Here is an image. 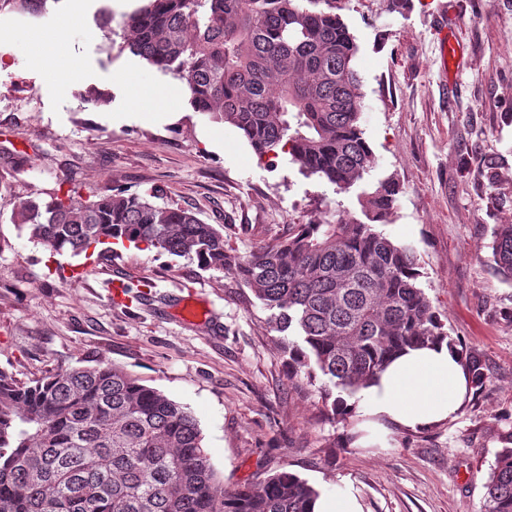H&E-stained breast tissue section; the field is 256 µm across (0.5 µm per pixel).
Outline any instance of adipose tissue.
<instances>
[{
	"instance_id": "obj_1",
	"label": "adipose tissue",
	"mask_w": 512,
	"mask_h": 512,
	"mask_svg": "<svg viewBox=\"0 0 512 512\" xmlns=\"http://www.w3.org/2000/svg\"><path fill=\"white\" fill-rule=\"evenodd\" d=\"M463 361L448 341L410 349L346 402L360 445L384 442L389 428L421 430L455 417L468 393Z\"/></svg>"
}]
</instances>
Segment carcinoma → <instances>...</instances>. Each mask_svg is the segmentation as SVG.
I'll return each mask as SVG.
<instances>
[{"label": "carcinoma", "instance_id": "cac0c4a2", "mask_svg": "<svg viewBox=\"0 0 512 512\" xmlns=\"http://www.w3.org/2000/svg\"><path fill=\"white\" fill-rule=\"evenodd\" d=\"M48 0H0L36 16ZM118 23L127 50L188 89L193 110L237 128L259 157L290 155L306 175L348 194L365 220L331 212L241 254L189 209L117 189L20 204L30 239L80 254L108 239L235 271L283 334L291 379L324 378L330 419L398 352L446 337L421 287L415 250L388 238L401 185L376 167L360 127L358 45L337 0H141ZM492 269L512 283V224L492 231ZM471 387L489 377L465 358ZM338 395H333V390ZM199 423L124 367L99 361L19 383L0 370V512H312L318 490L282 470L228 489ZM485 485L486 512H512V431Z\"/></svg>", "mask_w": 512, "mask_h": 512}]
</instances>
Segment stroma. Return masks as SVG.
Listing matches in <instances>:
<instances>
[{"label": "stroma", "instance_id": "obj_1", "mask_svg": "<svg viewBox=\"0 0 512 512\" xmlns=\"http://www.w3.org/2000/svg\"><path fill=\"white\" fill-rule=\"evenodd\" d=\"M341 4L371 177L402 185L382 230L416 251L434 311L482 360L486 388L446 423L345 445L344 423L322 413L323 381L289 379L268 310L233 273L120 244L55 253L13 224L27 199L159 189L246 253L328 210L361 216L355 194H334L288 155L258 157L236 128L194 112L171 76L113 48L101 21L113 0H87L77 22L69 0H48L39 18L0 11V369L30 383L86 360L124 366L192 411L231 488L287 469L320 491L351 483L364 512H485L512 431V285L490 267L493 226L512 224V0ZM444 24L461 49L449 70Z\"/></svg>", "mask_w": 512, "mask_h": 512}]
</instances>
